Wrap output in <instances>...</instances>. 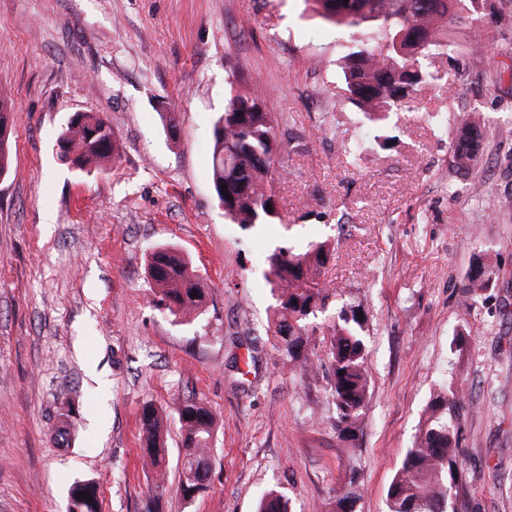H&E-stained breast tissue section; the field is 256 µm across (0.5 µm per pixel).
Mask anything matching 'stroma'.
Returning a JSON list of instances; mask_svg holds the SVG:
<instances>
[{"mask_svg":"<svg viewBox=\"0 0 512 512\" xmlns=\"http://www.w3.org/2000/svg\"><path fill=\"white\" fill-rule=\"evenodd\" d=\"M348 38L312 0H0V91L15 109L0 178V512H66L83 479L102 512H143L147 403L167 417L162 512H256L272 488L291 512H332L351 483L357 512H388L442 392L462 395L457 512H512V0L450 19L433 80L383 127L341 95ZM232 90L277 120L270 224L232 223L213 189V127ZM76 112L111 126L120 151L106 171L59 158ZM466 125L479 149L462 166ZM318 242L329 297L308 320L304 369L272 347L265 275L275 249ZM159 246L190 258L202 311L154 305ZM346 304L363 314L370 374L350 433L331 394ZM190 392L216 415L215 465L186 504L176 406Z\"/></svg>","mask_w":512,"mask_h":512,"instance_id":"1","label":"stroma"}]
</instances>
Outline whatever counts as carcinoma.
Returning a JSON list of instances; mask_svg holds the SVG:
<instances>
[{"label":"carcinoma","mask_w":512,"mask_h":512,"mask_svg":"<svg viewBox=\"0 0 512 512\" xmlns=\"http://www.w3.org/2000/svg\"><path fill=\"white\" fill-rule=\"evenodd\" d=\"M318 15L352 30L346 46L343 77L347 99L365 119L385 124L415 91L433 79L427 60L447 47L448 14L470 10L475 0H313ZM400 37L399 47L384 53V44ZM14 107L0 91V175L12 164ZM59 155L79 171L100 169L112 160L117 146L106 119L76 112L58 135ZM478 133L463 131L455 153L459 164L471 160ZM277 149L276 121L255 99L229 92L224 112L213 127L212 181L217 198L221 186L233 196L224 199V214L244 227L265 224L278 217L275 179L271 168ZM328 255L319 243L306 253L290 247L268 257L269 281L275 296L271 320L273 348L290 363L302 360L307 322L325 304L328 288L317 273ZM147 274L155 288L156 305L177 318L203 308L206 288L187 256L163 247L150 256ZM364 325L353 307H341L332 325V395L336 426L357 427L365 405L368 353ZM344 375H339V372ZM460 397L438 394L427 405V420L417 441L407 449L387 489L389 512H456L452 491L462 476V463L453 448V421ZM182 470L178 493L191 503L206 489L212 468L216 416L191 394L177 407ZM141 438L147 465L157 474L156 488L165 483L163 416L151 404L141 413ZM358 493L348 489L336 501L334 512H357ZM68 512H100L99 486L88 479L75 482L68 492ZM257 512H288L287 498L277 490L263 494Z\"/></svg>","instance_id":"1"}]
</instances>
